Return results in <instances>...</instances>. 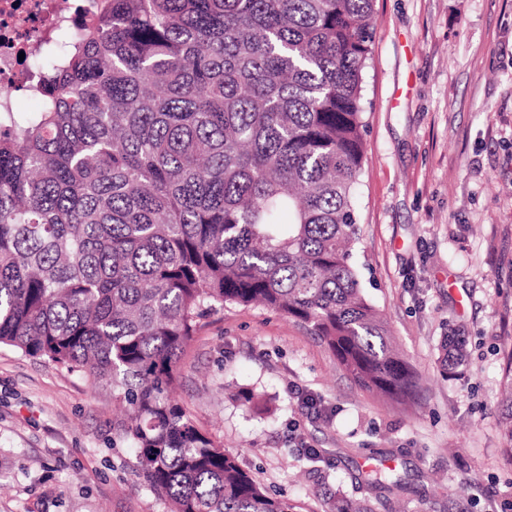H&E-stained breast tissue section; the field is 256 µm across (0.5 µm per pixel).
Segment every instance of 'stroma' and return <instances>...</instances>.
Listing matches in <instances>:
<instances>
[{"label": "stroma", "mask_w": 512, "mask_h": 512, "mask_svg": "<svg viewBox=\"0 0 512 512\" xmlns=\"http://www.w3.org/2000/svg\"><path fill=\"white\" fill-rule=\"evenodd\" d=\"M374 32L356 262L415 395L365 390L294 319L228 305L201 320L176 396L293 512L335 495L374 512H512V0H374ZM448 336L469 360L447 380ZM120 416L111 385L0 345V512H170L115 436ZM300 441L320 461L293 454ZM377 461L400 488L367 486Z\"/></svg>", "instance_id": "1"}]
</instances>
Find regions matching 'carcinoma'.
<instances>
[{
  "mask_svg": "<svg viewBox=\"0 0 512 512\" xmlns=\"http://www.w3.org/2000/svg\"><path fill=\"white\" fill-rule=\"evenodd\" d=\"M373 35V0H101L39 60L40 109L0 113V344L112 385L171 512H293L172 396L209 311L262 305L362 387L416 388L354 263ZM467 361L444 340V373Z\"/></svg>",
  "mask_w": 512,
  "mask_h": 512,
  "instance_id": "carcinoma-1",
  "label": "carcinoma"
}]
</instances>
